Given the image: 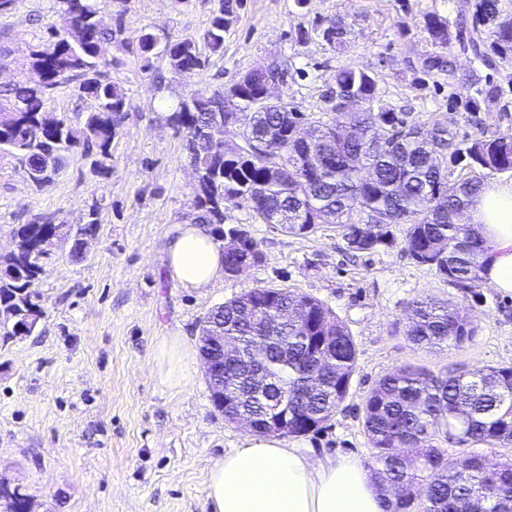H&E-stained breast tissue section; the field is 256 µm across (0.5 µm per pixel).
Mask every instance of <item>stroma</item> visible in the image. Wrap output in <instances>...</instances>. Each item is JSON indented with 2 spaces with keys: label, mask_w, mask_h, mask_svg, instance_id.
Returning a JSON list of instances; mask_svg holds the SVG:
<instances>
[{
  "label": "stroma",
  "mask_w": 512,
  "mask_h": 512,
  "mask_svg": "<svg viewBox=\"0 0 512 512\" xmlns=\"http://www.w3.org/2000/svg\"><path fill=\"white\" fill-rule=\"evenodd\" d=\"M464 0H244L224 35V52L188 77L171 72L162 55L144 60L143 33L159 40L202 37L215 0H100V19L121 26L100 57L130 109L112 141V169L94 173L73 150L55 182L31 186L15 161L0 156V253L12 248L15 229L53 215L80 224L101 200L100 224L83 256L68 248L46 259L35 284L46 315L36 330L0 343V478L21 485L30 512H211L207 467L247 437L225 424L213 406L204 372L180 391L158 378L155 356L162 336L182 332L196 340L200 320L255 283L287 287L331 307L357 350L348 397L319 430L296 437L313 458L353 456L368 461L363 401L386 372L416 365L437 373L474 372L512 364V294L487 282L462 292L405 252L401 225L392 244L357 256L336 225L291 236L255 221L244 202L224 204V221L244 226L261 243L264 261L234 279L196 291L171 279L166 243L185 223L193 198V167L185 135L171 124V109L195 89H223L251 69L272 62L286 70L273 89L310 119L331 121L327 98L338 68L373 72L388 101L426 127L442 125L458 140L484 132L512 133V91L467 105L470 84L492 70L472 56H451L454 83L419 80L414 65L433 45L423 14L455 19ZM342 19L344 50L314 36L317 25ZM61 0H15L0 10V87L37 81L32 49L45 46L48 29L62 30ZM407 37H400L401 29ZM310 31L297 41L299 30ZM420 298L450 302L473 323L463 347L430 349L412 343L410 305Z\"/></svg>",
  "instance_id": "obj_1"
}]
</instances>
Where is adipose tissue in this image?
<instances>
[{
  "label": "adipose tissue",
  "instance_id": "obj_1",
  "mask_svg": "<svg viewBox=\"0 0 512 512\" xmlns=\"http://www.w3.org/2000/svg\"><path fill=\"white\" fill-rule=\"evenodd\" d=\"M488 247L483 278L512 293V181H490L469 209ZM168 268L186 288L211 287L224 274V250L203 224L180 225L168 244ZM195 348L181 332L163 337L155 368L173 390L197 372ZM212 512H383L362 463L351 457L312 459L271 437H247L208 468Z\"/></svg>",
  "mask_w": 512,
  "mask_h": 512
}]
</instances>
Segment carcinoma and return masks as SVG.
<instances>
[{"label": "carcinoma", "mask_w": 512, "mask_h": 512, "mask_svg": "<svg viewBox=\"0 0 512 512\" xmlns=\"http://www.w3.org/2000/svg\"><path fill=\"white\" fill-rule=\"evenodd\" d=\"M65 12L76 15L72 31H51L49 47L34 53L41 82H16L0 89V155H8L39 189L50 186L79 146L91 157L97 173L110 169L112 139L127 118L125 93L100 69L98 49L117 31L100 25L98 0H61ZM243 0H217L210 27L203 35L208 51L224 52V33L237 20ZM333 30L314 28L330 47L345 43V24ZM456 26L458 48L496 71L469 97L495 100L512 86V16L502 15L500 0H465ZM423 29L438 50L423 55L417 67L425 76L448 77L454 71L444 49L451 40L448 19L426 13ZM165 55L173 73L190 76L206 57L195 38L166 41ZM278 65L251 70L236 80L238 102L224 105V91L195 90L170 116L186 131V149L199 177L188 220L212 226L224 224V196L240 197L263 224L304 236L321 224L341 230L349 250L371 252L390 243L385 227L402 224L405 250L448 285L469 291L481 280L486 247L471 224L456 216L469 208L482 178L448 182V165L469 160L473 169L512 174V135L493 133L466 145L448 129L422 131L403 112L385 102L364 68L336 70L334 86L357 99L360 111L338 112L330 122L313 120V140L294 138L305 115L287 103L262 97L270 81L284 79ZM79 80L78 90L95 107L74 123L50 112V92L64 81ZM222 126L235 132L238 145L226 150L211 138ZM101 202L96 200L85 222L73 227L40 216L14 231L15 248L0 254V339L27 333L45 315L40 293L33 288L41 261L58 244L71 242V255H81L80 240L96 231ZM244 248L224 255V276L235 277L238 265L263 261L260 242L246 229ZM410 339L430 347L459 348L475 329L448 302L418 299L412 305ZM224 327L238 343L239 355L224 361V394L236 402L225 408L224 421L247 415L253 432L273 436L270 410L288 401L287 430L281 436H301L319 430L347 398L357 351L344 322L320 300L288 288L255 284L206 315ZM266 351L268 381L257 388L252 351ZM363 430L374 453L367 469L381 490L399 486V497H384L385 512H467L477 499L487 512H512V456L491 460L473 450L448 457L438 445L444 439L465 445L512 447V367L488 366L476 372L450 368L434 374L401 366L384 374L363 404ZM4 512H29L21 487L0 482Z\"/></svg>", "instance_id": "obj_1"}]
</instances>
